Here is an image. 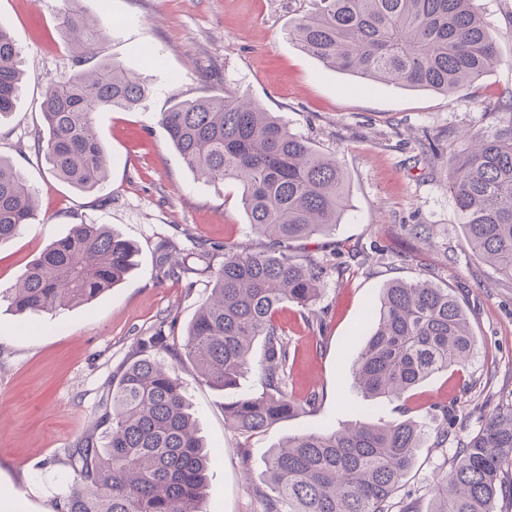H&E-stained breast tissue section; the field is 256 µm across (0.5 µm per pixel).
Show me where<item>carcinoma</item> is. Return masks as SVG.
I'll return each instance as SVG.
<instances>
[{"instance_id":"cac0c4a2","label":"carcinoma","mask_w":512,"mask_h":512,"mask_svg":"<svg viewBox=\"0 0 512 512\" xmlns=\"http://www.w3.org/2000/svg\"><path fill=\"white\" fill-rule=\"evenodd\" d=\"M58 26L80 59L97 55L102 20L69 9ZM288 40L325 66L364 80L454 94L500 63L477 0H311L288 24ZM21 83L18 52L0 26V118L10 114ZM148 87L112 60L89 74L51 84L43 114L46 159L54 175L79 191L106 179L107 155L93 116L134 108ZM493 122L448 140V190L465 244L497 274L512 279V91L488 105ZM160 123L187 165L213 184L235 182L249 224L270 250L224 246L210 297L190 322L183 354L198 381L232 389L250 368L262 339V390L224 403V421L244 440L317 407L312 392H288L289 341L276 322L289 304L304 308L321 292L328 266L297 258L288 244L328 233L345 207L336 157L292 133L288 123L228 90L174 103ZM36 217L35 192L0 158V243ZM160 267L166 277L211 270L214 248L196 242ZM134 246L100 224H76L53 241L11 289L20 315L87 302L122 282L135 265ZM476 338L459 298L428 281H392L382 289L377 325L353 366L366 398L400 400L428 376L464 364ZM140 354L112 383L99 434L67 449L73 476L57 512H202L210 452L198 434L162 329L139 340ZM433 431L409 418L388 425L360 421L328 433L289 437L266 460L253 487L261 512H388L389 500L417 449L435 433L443 446L455 431L446 405L434 408ZM512 464V402L484 416L457 442L454 463L439 477L428 512H495L504 467Z\"/></svg>"}]
</instances>
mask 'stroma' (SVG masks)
Wrapping results in <instances>:
<instances>
[{"label": "stroma", "instance_id": "obj_1", "mask_svg": "<svg viewBox=\"0 0 512 512\" xmlns=\"http://www.w3.org/2000/svg\"><path fill=\"white\" fill-rule=\"evenodd\" d=\"M309 0H79L86 17L108 19L99 59H117L141 74L149 91L133 109L99 112L109 160L102 189L77 191L52 173L40 145L47 86L91 62H76L57 28L68 0H0V24L20 52L24 80L12 114L0 119V155L36 192L37 218L0 243V291L14 287L52 241L77 224H106L136 248L122 284L94 300L30 318L0 301V512H55L70 479L65 451L94 430L102 399L141 337L164 317L176 342L213 286L207 275L162 277L167 243L269 246L256 234L236 185L199 177L172 147L161 112L174 103L244 94L283 118L346 174V207L330 233L296 242L293 252L326 258L337 269L309 308L285 307L288 389L317 392L320 407L253 436L248 452L224 425L229 392L196 381L189 360L177 362L184 391L216 454L202 512H260L253 494L267 454L281 440L367 420L408 418L434 424L432 406L454 402L458 439L481 426L484 413L512 399V279L465 246L447 189L448 136L487 126L486 105L512 88V0H479L501 62L473 85L447 96L386 82L365 83L326 68L288 42L289 22ZM153 46L163 65L144 64ZM395 279H423L463 301L476 347L462 367L433 374L400 401L367 399L351 367L373 326L379 295ZM452 448L426 441L389 503L427 512Z\"/></svg>", "mask_w": 512, "mask_h": 512}]
</instances>
